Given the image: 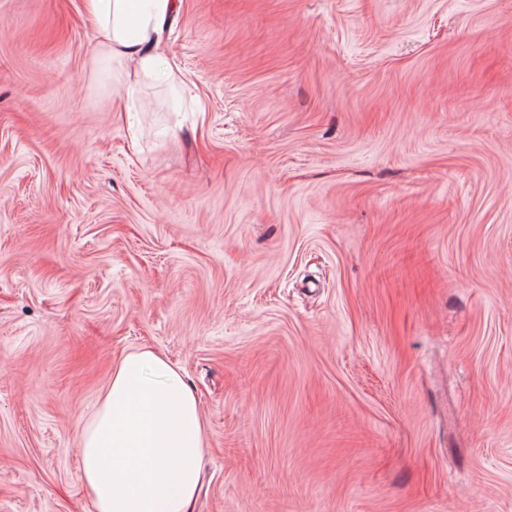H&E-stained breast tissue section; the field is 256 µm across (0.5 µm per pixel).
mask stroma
<instances>
[{"label": "stroma", "instance_id": "35a3bbf8", "mask_svg": "<svg viewBox=\"0 0 512 512\" xmlns=\"http://www.w3.org/2000/svg\"><path fill=\"white\" fill-rule=\"evenodd\" d=\"M160 51L0 0V512H93L140 348L193 512H512V0H182ZM199 403L151 350L127 354L80 438L94 512H192L204 453Z\"/></svg>", "mask_w": 512, "mask_h": 512}]
</instances>
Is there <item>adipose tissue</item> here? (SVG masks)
Wrapping results in <instances>:
<instances>
[{
	"instance_id": "adipose-tissue-1",
	"label": "adipose tissue",
	"mask_w": 512,
	"mask_h": 512,
	"mask_svg": "<svg viewBox=\"0 0 512 512\" xmlns=\"http://www.w3.org/2000/svg\"><path fill=\"white\" fill-rule=\"evenodd\" d=\"M180 0H81L113 53L155 73ZM204 453L199 403L181 374L150 350L127 354L80 438L77 478L94 512H192Z\"/></svg>"
}]
</instances>
